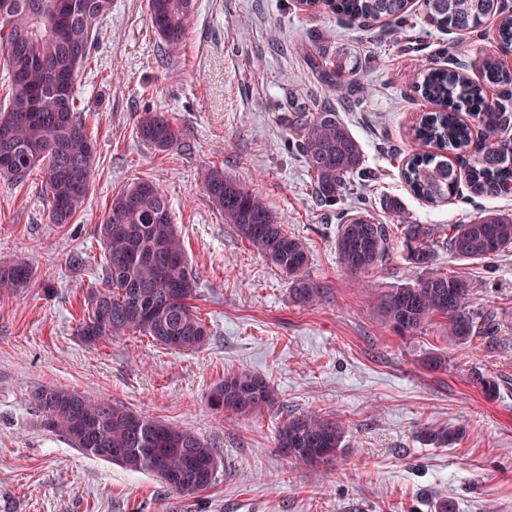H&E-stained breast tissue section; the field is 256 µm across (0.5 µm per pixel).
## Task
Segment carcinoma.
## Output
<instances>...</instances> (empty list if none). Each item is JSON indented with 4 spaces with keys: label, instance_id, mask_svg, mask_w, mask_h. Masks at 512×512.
Masks as SVG:
<instances>
[{
    "label": "carcinoma",
    "instance_id": "carcinoma-1",
    "mask_svg": "<svg viewBox=\"0 0 512 512\" xmlns=\"http://www.w3.org/2000/svg\"><path fill=\"white\" fill-rule=\"evenodd\" d=\"M304 7H323L353 23L388 19L404 22L407 0H299ZM429 21L441 32L476 31L483 20L500 11L499 0H424ZM198 0H148L151 31L163 44L181 47ZM112 13V0H0V53L3 87L0 105V179L16 186L29 174H42L50 198L47 220L65 227L85 203L96 169L97 144L80 109L76 85L98 40L96 23ZM490 83L512 86V72L493 57L483 63ZM319 79L344 98L360 85L356 72L342 60L317 67ZM414 88L435 100L439 109L420 117L415 137L441 153H417L402 168L410 190L428 203L454 196L458 173L443 152L471 149L465 166L470 189L497 195L512 185V140L497 131L500 113L484 108L483 88L448 67L428 68ZM467 105L480 115L482 137L473 140L470 127L456 117ZM299 150L314 184L317 199L337 203L347 194L351 178L363 165L360 143L332 108L306 115L299 108ZM136 138L156 152L179 139V130L161 112L144 113ZM202 180L211 204L235 226L269 264L288 280L295 300L308 302L320 286L305 274L309 258L304 243L289 235L258 195L224 174L204 169ZM394 225L358 213L338 225L336 256L354 278L368 273L386 255ZM449 250L465 260H493L512 246V214L488 213L466 224L448 225ZM403 252L413 267L425 271L414 283L392 288L379 299L384 319L399 336H414L434 319L448 330V339L468 343L478 333L472 308L474 286L462 272L434 270L433 229L406 224ZM97 235L103 260L97 264L100 286L84 293L83 316L76 335L87 344L140 333L177 351L204 346L209 327L195 311L198 281L192 274L183 243L172 222L166 194L150 180L134 181L112 195ZM34 267L24 259L0 261V288L25 293L36 285ZM220 413L246 415L275 403L266 378L248 370L224 374L207 397ZM33 404L39 426L64 437L83 454L110 459L130 471L158 477L172 492L193 496L211 487L219 460L195 433L138 413L105 398L64 388L37 391ZM427 442L443 447L456 434L423 429ZM345 438L343 424L329 416L306 413L284 418L276 448L299 465L313 466L334 454Z\"/></svg>",
    "mask_w": 512,
    "mask_h": 512
}]
</instances>
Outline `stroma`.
I'll return each instance as SVG.
<instances>
[{
	"label": "stroma",
	"mask_w": 512,
	"mask_h": 512,
	"mask_svg": "<svg viewBox=\"0 0 512 512\" xmlns=\"http://www.w3.org/2000/svg\"><path fill=\"white\" fill-rule=\"evenodd\" d=\"M499 16L474 32L445 33L428 21L423 0H409L403 26L301 10L296 0H199L178 52L150 32L147 0H113L77 95L97 167L88 199L71 224L46 220L40 172L23 186L0 181V260L28 258L37 287L0 290V512H512V247L495 261H469L448 248V227L488 213L512 214V194L481 196L467 183L430 204L401 176L420 145L418 118L434 106L414 87L428 67L454 65L504 102L486 82L484 57L512 71V48L498 38ZM347 59L365 90L340 100L310 66L311 50ZM334 107L364 154V179L332 208L318 204L302 156L295 106ZM162 112L182 132L166 152L135 137L144 112ZM223 167L303 241L306 273L322 286L296 301L285 277L243 240L209 202L201 173ZM148 179L167 195L173 222L198 277V311L211 331L201 349L178 353L140 334L95 346L75 335L90 271L69 269L80 252L103 256L95 234L113 193ZM401 200L393 217L381 207ZM369 211L385 224L435 230L437 268L462 272L474 307L493 330L449 342L439 323L400 337L377 305L385 291L414 283L420 270L400 243L363 281L336 259L338 214ZM446 365L429 369L426 357ZM262 374L277 403L248 416L211 410L209 387L225 373ZM495 378L486 397L472 371ZM74 389L195 431L215 449L216 482L192 496L156 476L82 454L41 428L35 392ZM315 411L342 421L345 445L312 471L275 445L288 415ZM423 428L455 429L436 447Z\"/></svg>",
	"instance_id": "1"
}]
</instances>
